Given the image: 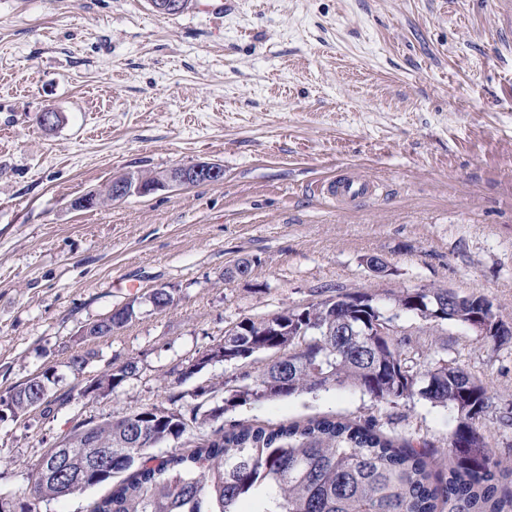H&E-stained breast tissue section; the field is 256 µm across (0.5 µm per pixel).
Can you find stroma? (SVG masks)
Masks as SVG:
<instances>
[{"label": "stroma", "instance_id": "stroma-1", "mask_svg": "<svg viewBox=\"0 0 512 512\" xmlns=\"http://www.w3.org/2000/svg\"><path fill=\"white\" fill-rule=\"evenodd\" d=\"M149 0H0V395L52 371L58 412L0 421V500L82 420L193 404L237 365L182 370L245 318L340 293L376 292L422 361L455 363L487 387L481 430L512 459V338L431 329L390 294L483 296L512 328V31L492 0H233L215 15ZM60 116L50 129L38 116ZM213 162L215 184L81 196L128 173ZM355 171L382 196L342 208L318 185ZM250 260L248 276L233 275ZM159 287L174 303L153 309ZM137 313L82 339L113 308ZM95 377L127 359L118 387L76 395L73 354ZM377 418L389 436L446 449L455 414L414 396L380 405L322 390L225 411L279 425Z\"/></svg>", "mask_w": 512, "mask_h": 512}]
</instances>
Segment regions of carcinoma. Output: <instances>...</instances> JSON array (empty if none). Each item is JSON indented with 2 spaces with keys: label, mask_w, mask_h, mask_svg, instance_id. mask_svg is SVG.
<instances>
[{
  "label": "carcinoma",
  "mask_w": 512,
  "mask_h": 512,
  "mask_svg": "<svg viewBox=\"0 0 512 512\" xmlns=\"http://www.w3.org/2000/svg\"><path fill=\"white\" fill-rule=\"evenodd\" d=\"M483 303L482 297L444 288L393 295L395 308L433 323L466 325L483 312ZM135 317L132 304L113 309L112 329ZM382 317L377 296L357 291L279 312L272 323L246 318V331H224V361L266 352L274 358L255 376L244 372L225 381L223 404L188 408L180 404L182 395H170V406L151 408L143 420L151 443L142 445L123 428L125 416L79 422L65 439L80 454L82 437L95 435L96 452L112 450L108 476L83 484L48 453L35 464L31 480L42 483L43 500L109 485L91 512H244L245 501L254 502L250 512H512V462L488 448L480 429L492 407L487 388L443 359L427 367L418 363L416 354L389 336L362 335ZM94 358L92 349L70 358L82 396L81 377ZM138 371V361L130 358L97 385L115 387ZM48 382L44 373L7 392L9 412L40 407L49 415L69 402L63 395L49 396ZM331 387L355 388L380 405L417 393L453 410L448 476L435 469L431 450L388 436L374 417L325 416L276 426L239 422L214 437L203 434L206 425L241 402ZM188 434L192 447L150 453Z\"/></svg>",
  "instance_id": "cac0c4a2"
}]
</instances>
